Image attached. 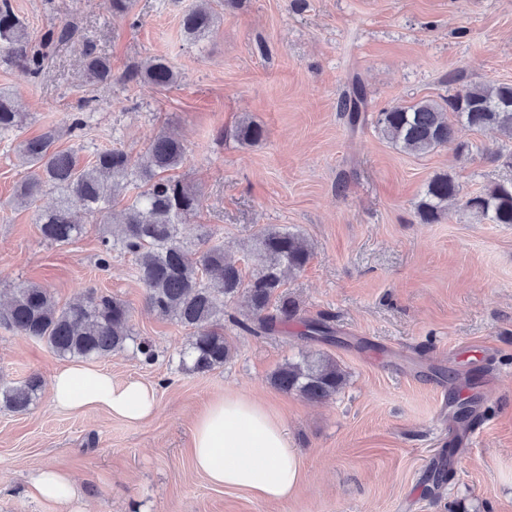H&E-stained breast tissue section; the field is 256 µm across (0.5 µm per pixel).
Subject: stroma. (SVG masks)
Here are the masks:
<instances>
[{
  "label": "stroma",
  "mask_w": 512,
  "mask_h": 512,
  "mask_svg": "<svg viewBox=\"0 0 512 512\" xmlns=\"http://www.w3.org/2000/svg\"><path fill=\"white\" fill-rule=\"evenodd\" d=\"M194 3L135 0L134 27L104 0H12L32 37L66 22L74 34L36 79L0 62V90L30 114L21 137L61 130L59 148L84 162L98 149L138 153L163 130L182 138L187 157L175 174L202 198L181 228L185 241L205 229L242 259L269 226L302 232L311 257L285 290L301 319L329 321L341 341L303 339L296 324L246 332L245 308L230 302L233 358L203 375L181 370L188 330L149 312L131 256L100 269L98 224L53 244L35 222L55 205L53 191L10 206L27 171L14 141L1 139L0 290L36 281L62 302L88 289L126 301L158 357L147 364L127 350L95 364L114 380L152 385L158 409L130 424L100 410H55L45 392L27 412L0 408V512H63L30 495L40 467L75 475L82 512H512V224L461 207L434 224L416 213L435 174L467 192L511 177L494 154L512 153V141L461 126L454 142L412 155L373 122L350 129L338 109L355 76L373 113L441 102L465 84L512 83V0H240L197 44L180 26ZM89 45L111 59V84L86 83ZM156 56L178 84L126 80ZM82 109L87 128L68 136ZM245 119L265 129L261 143L235 139ZM306 352L327 353L347 372L334 398L315 403L270 386L278 365ZM67 364L0 323L1 378L36 373L47 384ZM219 394L265 398L282 417L302 469L288 501L261 502L193 472V421ZM453 397L476 399L469 426H448ZM446 456L451 467L432 486Z\"/></svg>",
  "instance_id": "1"
}]
</instances>
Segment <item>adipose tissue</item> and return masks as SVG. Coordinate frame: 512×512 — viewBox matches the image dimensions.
Returning <instances> with one entry per match:
<instances>
[{
    "label": "adipose tissue",
    "mask_w": 512,
    "mask_h": 512,
    "mask_svg": "<svg viewBox=\"0 0 512 512\" xmlns=\"http://www.w3.org/2000/svg\"><path fill=\"white\" fill-rule=\"evenodd\" d=\"M55 409L102 408L130 423H141L157 407L155 389L138 380L118 382L110 371L84 364L60 369L50 385ZM190 456L195 472L215 487L236 490L262 502H283L301 481V469L284 423L262 402L241 396L214 398L193 425ZM30 492L64 506L76 498L72 478L39 471Z\"/></svg>",
    "instance_id": "ef3b65f1"
}]
</instances>
